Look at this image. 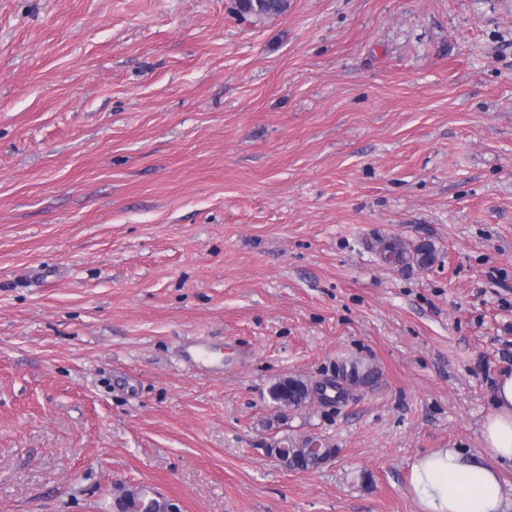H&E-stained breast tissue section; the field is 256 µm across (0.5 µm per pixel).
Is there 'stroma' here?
Returning <instances> with one entry per match:
<instances>
[{"label":"stroma","instance_id":"stroma-1","mask_svg":"<svg viewBox=\"0 0 512 512\" xmlns=\"http://www.w3.org/2000/svg\"><path fill=\"white\" fill-rule=\"evenodd\" d=\"M350 360L377 380L280 418ZM506 369L512 0H0V512H422L413 461L486 457ZM237 9L255 17L280 15L288 9V0H238ZM377 243L379 255L390 265L410 267L412 260L418 266L425 267L435 261V249L429 242H420L413 249L397 239L379 240ZM270 398L276 409L298 410L313 402L308 382L298 377H288L276 381L269 388ZM311 437L312 436H306L302 439H295L287 436L275 443L278 444L283 459L288 461L289 467L306 470L320 466L315 464V458L311 457V452L308 450ZM114 503L117 512H182L181 504L178 500L172 498H153L159 500L163 505L162 511H154L151 501L144 502L141 497H131L125 489L118 491L114 489Z\"/></svg>","mask_w":512,"mask_h":512}]
</instances>
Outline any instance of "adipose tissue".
Here are the masks:
<instances>
[{"label":"adipose tissue","instance_id":"obj_1","mask_svg":"<svg viewBox=\"0 0 512 512\" xmlns=\"http://www.w3.org/2000/svg\"><path fill=\"white\" fill-rule=\"evenodd\" d=\"M483 438L491 463L455 448H436L413 462L410 488L423 512H505L501 470L512 467V372L497 380Z\"/></svg>","mask_w":512,"mask_h":512}]
</instances>
